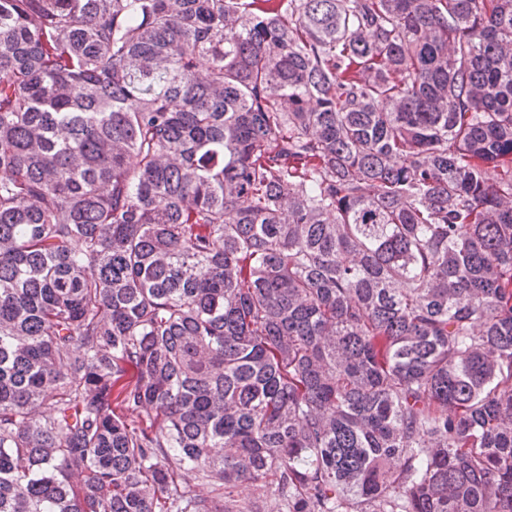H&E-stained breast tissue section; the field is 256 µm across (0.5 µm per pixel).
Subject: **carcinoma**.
Segmentation results:
<instances>
[{"instance_id":"carcinoma-1","label":"carcinoma","mask_w":512,"mask_h":512,"mask_svg":"<svg viewBox=\"0 0 512 512\" xmlns=\"http://www.w3.org/2000/svg\"><path fill=\"white\" fill-rule=\"evenodd\" d=\"M245 480L512 512V0H0V512Z\"/></svg>"}]
</instances>
